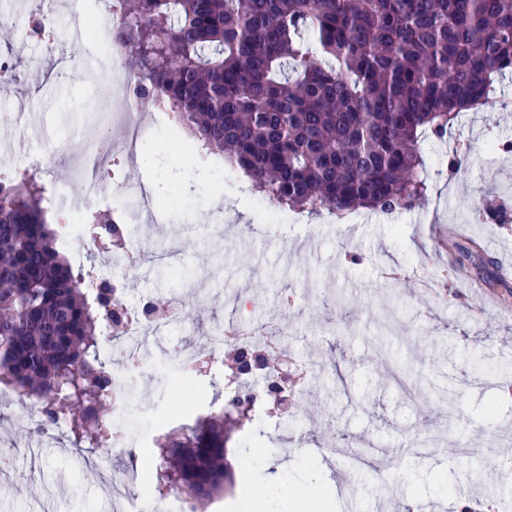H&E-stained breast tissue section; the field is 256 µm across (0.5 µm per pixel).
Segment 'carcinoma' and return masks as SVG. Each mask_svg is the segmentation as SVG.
I'll return each instance as SVG.
<instances>
[{
	"label": "carcinoma",
	"mask_w": 512,
	"mask_h": 512,
	"mask_svg": "<svg viewBox=\"0 0 512 512\" xmlns=\"http://www.w3.org/2000/svg\"><path fill=\"white\" fill-rule=\"evenodd\" d=\"M114 16L140 90L197 154L224 156L292 211L412 207L428 191L420 136L499 102L512 69V0H117ZM49 211L36 175L0 179V384L38 401L42 432L66 420L77 450L110 448L112 375L98 354L110 315ZM455 249L458 268L476 263L475 240ZM210 365L184 367L176 388ZM248 403L237 393L164 434L152 490L189 512L212 500L224 416Z\"/></svg>",
	"instance_id": "obj_1"
}]
</instances>
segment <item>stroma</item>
Segmentation results:
<instances>
[{
    "mask_svg": "<svg viewBox=\"0 0 512 512\" xmlns=\"http://www.w3.org/2000/svg\"><path fill=\"white\" fill-rule=\"evenodd\" d=\"M40 9L67 34L65 53L14 25ZM98 11L96 0H0V52L17 65L0 88V177L24 169L30 153L47 154L37 180L58 190L51 220L72 258L92 234L91 216L130 219L116 195L81 206L73 183L151 186L159 205L139 230L143 252L179 245L184 259L130 281L127 307L187 292L191 274L213 269L216 285L169 328V339L196 350L217 322L280 324L294 337L291 357L308 366L296 405L230 424L225 458L234 482L204 512H251L255 500L264 512H290L293 497L313 491L321 512H375L380 501L388 512H407L431 499L443 512L463 501L469 512L486 504L501 512L512 482L500 480L488 451L512 446V395L501 392L512 387V321L499 318L512 312V285L468 287L451 275L446 245L462 224L485 258L508 259L512 221L499 223L485 209L512 212V154L487 146L512 143V109L461 113L445 140L420 141L431 190L410 209L387 216L361 208L341 219L291 211L271 222L275 203L257 200L243 176L192 157L170 164L186 134L156 112L143 115L155 130L152 144L98 165L91 140L117 128L90 59L98 45L88 18ZM457 145L470 152L454 171L448 157ZM175 373L157 371L146 389L131 371L128 444L100 458L108 473H137L140 512H173L175 502L148 490L155 418L168 415L174 428L185 422L183 402L204 416L228 396L226 369L195 378L183 395L169 386ZM0 448L14 460L0 470V512H105L67 425L43 435L26 409L10 408L0 417Z\"/></svg>",
    "mask_w": 512,
    "mask_h": 512,
    "instance_id": "1",
    "label": "stroma"
}]
</instances>
